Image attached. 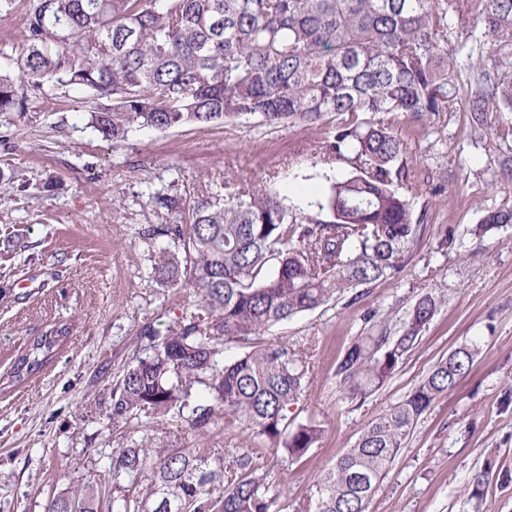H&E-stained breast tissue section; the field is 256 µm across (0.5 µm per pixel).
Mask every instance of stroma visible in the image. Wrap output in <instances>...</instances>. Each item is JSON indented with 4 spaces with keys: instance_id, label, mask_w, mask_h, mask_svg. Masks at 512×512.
Returning <instances> with one entry per match:
<instances>
[{
    "instance_id": "35a3bbf8",
    "label": "stroma",
    "mask_w": 512,
    "mask_h": 512,
    "mask_svg": "<svg viewBox=\"0 0 512 512\" xmlns=\"http://www.w3.org/2000/svg\"><path fill=\"white\" fill-rule=\"evenodd\" d=\"M24 0L0 14V72L17 74L26 48ZM86 93L32 95L26 112L0 115V373L26 341L49 323L72 330L52 363L26 384L0 390V512H47L52 497L108 477L113 449L127 445L125 426L105 411L112 382L141 326L166 331L188 296L151 279L167 238L145 232L172 223L151 197L167 189L194 202L229 179L274 180L288 207L317 214L331 178L344 165L316 156L323 127H269L250 118L167 131L131 126L107 141L94 128ZM473 129L467 105L399 131L411 171L427 194L420 240L399 276L267 331L270 339L314 337L319 347L306 393L289 416L319 421L317 448L298 463H274L283 512H295L316 477L356 441L361 429L408 395L441 359L475 340L480 353L452 392L421 417L367 512H463L472 474L492 466L484 512H512V224L476 235L486 209L512 208V180L502 161L512 142L495 126L512 112H494ZM454 230L455 251L441 254ZM445 302L420 344L388 382L362 403L345 396L331 373L344 347L360 335L372 309L396 316L427 292Z\"/></svg>"
}]
</instances>
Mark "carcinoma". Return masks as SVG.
I'll return each instance as SVG.
<instances>
[{
	"instance_id": "carcinoma-1",
	"label": "carcinoma",
	"mask_w": 512,
	"mask_h": 512,
	"mask_svg": "<svg viewBox=\"0 0 512 512\" xmlns=\"http://www.w3.org/2000/svg\"><path fill=\"white\" fill-rule=\"evenodd\" d=\"M28 0L21 75L0 74V114L26 111L35 92L79 88L94 100L103 138L136 123L159 131L258 117L274 127L315 126L336 114L317 145L345 163L319 210L292 211L276 188L210 190L186 224L151 228L174 249L152 264L155 283L192 296L174 325L142 326L112 384L107 418L148 429L116 449L110 480L76 486L49 512H281L269 455L293 464L324 429L293 423L289 407L311 378L313 340H271V327L398 275L421 237L413 199L421 186L397 125L452 112L468 77L473 126L512 112V0ZM467 35L463 41L461 35ZM156 208L185 213L163 189ZM489 230L512 209H489ZM442 304L421 295L392 325L377 312L342 351L332 376L350 401L383 387ZM70 327L29 341L8 379L19 384L55 357ZM228 344L244 348L224 359ZM477 342L437 362L403 400L369 422L313 482L297 512H366L420 418L472 367ZM244 426L254 448H160L152 434L194 438ZM491 471L471 479L481 500Z\"/></svg>"
}]
</instances>
